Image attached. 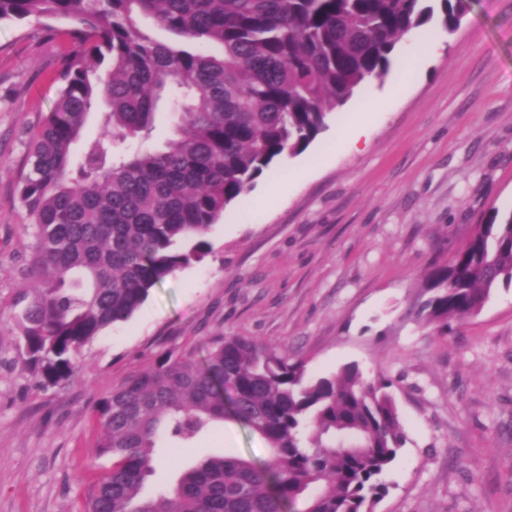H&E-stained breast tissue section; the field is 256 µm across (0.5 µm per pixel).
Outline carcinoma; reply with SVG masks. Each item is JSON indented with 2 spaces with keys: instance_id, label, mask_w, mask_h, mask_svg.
<instances>
[{
  "instance_id": "cac0c4a2",
  "label": "carcinoma",
  "mask_w": 512,
  "mask_h": 512,
  "mask_svg": "<svg viewBox=\"0 0 512 512\" xmlns=\"http://www.w3.org/2000/svg\"><path fill=\"white\" fill-rule=\"evenodd\" d=\"M438 2L452 33L471 0ZM434 15L432 0H0V22L35 19L71 42L19 180L35 227L21 367L44 388L69 379L101 329L203 261L226 208L274 160L302 152ZM143 17L178 41L159 40ZM162 106L174 125L157 146ZM92 112L99 133L76 162ZM501 281L512 283V211L494 209L425 273L415 321L446 334ZM391 386L355 366L311 379L302 359L248 336L216 339L201 360L162 354L100 403L97 448L112 465L85 512H288L299 500L301 512H373L404 444ZM224 420L259 435L269 458L223 452L179 467L185 444ZM163 457L176 484L145 498Z\"/></svg>"
}]
</instances>
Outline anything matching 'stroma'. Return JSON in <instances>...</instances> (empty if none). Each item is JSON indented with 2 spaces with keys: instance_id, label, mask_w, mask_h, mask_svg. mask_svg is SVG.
<instances>
[{
  "instance_id": "obj_1",
  "label": "stroma",
  "mask_w": 512,
  "mask_h": 512,
  "mask_svg": "<svg viewBox=\"0 0 512 512\" xmlns=\"http://www.w3.org/2000/svg\"><path fill=\"white\" fill-rule=\"evenodd\" d=\"M418 42L433 52L413 69ZM69 47L37 22L0 23V512H83L91 479L112 464L96 451L100 401L158 355L200 358L231 335L302 357L312 378L354 365L392 380L405 444L375 512H512V285L446 335L411 314L429 264L462 248L491 209L512 210V0H472L452 34L437 24L404 34L383 78L225 210L202 262L152 288L86 345L84 368L45 389L17 361L34 241L17 183ZM397 79L400 94L364 115L368 140L336 147L357 100ZM318 153L325 162L309 166ZM274 182L287 190L271 205ZM226 450L268 456L227 420L183 460Z\"/></svg>"
}]
</instances>
